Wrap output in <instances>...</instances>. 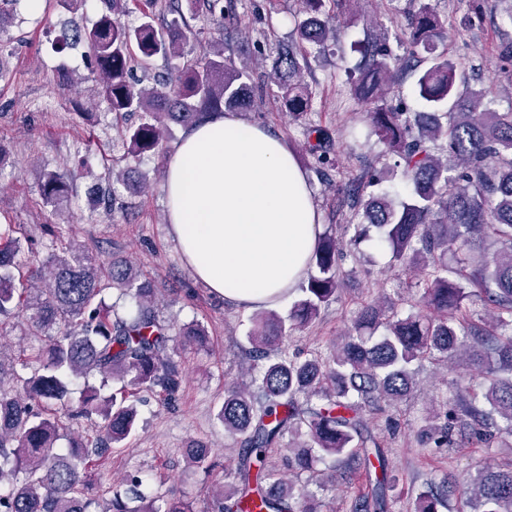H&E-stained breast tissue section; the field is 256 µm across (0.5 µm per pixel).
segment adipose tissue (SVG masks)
Segmentation results:
<instances>
[{"label": "adipose tissue", "mask_w": 512, "mask_h": 512, "mask_svg": "<svg viewBox=\"0 0 512 512\" xmlns=\"http://www.w3.org/2000/svg\"><path fill=\"white\" fill-rule=\"evenodd\" d=\"M169 233L197 280L246 312L283 302L323 231L287 142L227 114L186 130L165 166Z\"/></svg>", "instance_id": "obj_1"}]
</instances>
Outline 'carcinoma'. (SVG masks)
<instances>
[{"mask_svg": "<svg viewBox=\"0 0 512 512\" xmlns=\"http://www.w3.org/2000/svg\"><path fill=\"white\" fill-rule=\"evenodd\" d=\"M103 2L95 26L64 36L58 52L82 46L110 111L139 114V123L126 129L127 155L163 150L171 122L186 129L212 112L247 109L267 94L224 55L234 0H147L136 25L123 21L131 0ZM327 2L302 0L295 43L273 57L269 79L280 106L303 124L317 154L316 172L331 183L333 133L310 121L311 91L300 80L311 50L336 43ZM158 9L170 16L162 33ZM200 14L212 24L206 56L160 74L150 88L128 80L135 66L148 69L159 57L184 56L190 37L203 34L188 22ZM444 38L440 16L423 4L408 15L399 39L403 54L393 52L385 34L355 47L360 62L352 89L371 105L372 133L398 157L395 167L409 191L397 202L387 194L364 195L373 179L336 185L363 223L353 225L347 241L331 229L319 236L301 296L287 315L271 309L248 318L252 364L246 378L225 387L217 411L239 451L235 467L224 468L212 512H320L308 484L268 464V450L281 446L297 474L327 459L340 469L363 462L371 491L355 499L353 512H388L397 477L366 413L407 399L417 386L414 366L426 359L463 357L471 374L456 381L452 408L430 404L421 443L452 448L477 435L512 455V110L490 109L457 63L439 55L417 79L432 111L413 115L388 102L402 76L419 68L421 52L434 53ZM74 178L68 169L44 171L42 203L60 208ZM126 180L123 172L112 174L101 192L106 212H113L114 183ZM371 227L394 260L418 276L427 312L403 311L384 296L359 309L329 354L289 352L291 331L336 299L340 255L356 248ZM494 244L500 249L492 252ZM114 290L119 294L109 304ZM156 292L128 260L103 259L74 242L47 245L23 224H0V321L23 314L20 327L42 341L10 359L0 351V512H93L96 502L85 497L90 452L123 446L138 429V392L158 387L172 399L182 383L175 356L208 341L200 323L174 329L160 315ZM470 299L490 312L491 325L472 321L465 306ZM79 378L84 388L74 397L71 385ZM91 419L96 436L89 441L72 427ZM64 429L70 442L62 450L55 443ZM187 461L208 472L221 467L204 444L187 449ZM123 483L124 493H114L101 512H193L175 490L162 508L146 501L137 474ZM450 493L457 494V512H512V461L482 467ZM443 504L444 494L423 491L413 512H439Z\"/></svg>", "mask_w": 512, "mask_h": 512, "instance_id": "carcinoma-1", "label": "carcinoma"}]
</instances>
